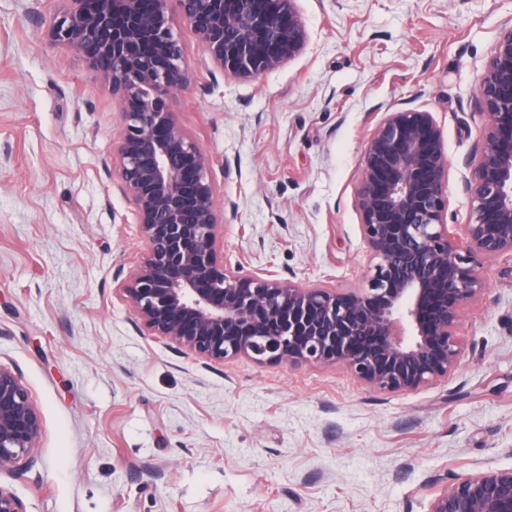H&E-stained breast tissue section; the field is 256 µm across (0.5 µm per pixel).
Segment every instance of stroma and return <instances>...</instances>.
Here are the masks:
<instances>
[{"mask_svg":"<svg viewBox=\"0 0 512 512\" xmlns=\"http://www.w3.org/2000/svg\"><path fill=\"white\" fill-rule=\"evenodd\" d=\"M60 0H0V365L42 419L0 471L25 512H428L430 489L512 467V257L484 259L447 379L389 393L340 365L214 363L151 335L120 285L145 255L104 172L119 101L43 24ZM303 51L256 80L214 72L181 16L172 109L213 157L220 257L241 276L360 288L356 192L375 127L428 111L463 236L475 105L512 0H297Z\"/></svg>","mask_w":512,"mask_h":512,"instance_id":"obj_1","label":"stroma"}]
</instances>
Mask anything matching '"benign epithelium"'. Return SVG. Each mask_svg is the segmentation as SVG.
Instances as JSON below:
<instances>
[{
  "label": "benign epithelium",
  "mask_w": 512,
  "mask_h": 512,
  "mask_svg": "<svg viewBox=\"0 0 512 512\" xmlns=\"http://www.w3.org/2000/svg\"><path fill=\"white\" fill-rule=\"evenodd\" d=\"M61 2L46 39L81 58L120 101L122 132L105 169L130 196L146 245L120 291L152 335L213 362L242 355L342 365L387 392L448 377L460 359V308L483 291L476 268L484 258L512 256V25L501 31L476 93L490 128L465 182L467 245L446 221L441 127L431 112L394 110L368 143L357 189L371 274L362 288H326L224 268L213 160L171 108L172 92L187 82L171 7L215 68L247 79L303 50L297 0ZM41 430L27 390L0 366V469L19 465ZM0 512H24L2 487ZM429 512H512V468L458 479L434 493Z\"/></svg>",
  "instance_id": "benign-epithelium-1"
}]
</instances>
